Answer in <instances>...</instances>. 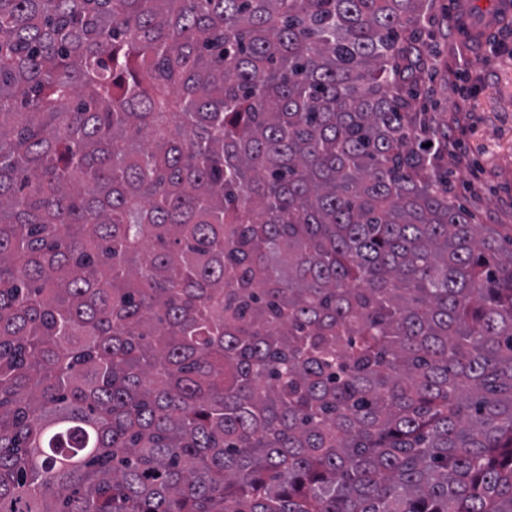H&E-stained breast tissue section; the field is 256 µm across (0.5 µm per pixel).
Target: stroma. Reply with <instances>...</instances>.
<instances>
[{
	"label": "stroma",
	"mask_w": 512,
	"mask_h": 512,
	"mask_svg": "<svg viewBox=\"0 0 512 512\" xmlns=\"http://www.w3.org/2000/svg\"><path fill=\"white\" fill-rule=\"evenodd\" d=\"M496 0H435L422 33L435 50L438 67L410 87L416 112L436 113L440 123L454 122L467 158L449 160L448 189L474 223L492 224L512 236V21L504 23L459 64L463 41L453 14L479 19ZM470 90L467 107L458 108L461 90Z\"/></svg>",
	"instance_id": "obj_1"
}]
</instances>
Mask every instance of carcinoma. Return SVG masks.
Returning <instances> with one entry per match:
<instances>
[{"label": "carcinoma", "instance_id": "cac0c4a2", "mask_svg": "<svg viewBox=\"0 0 512 512\" xmlns=\"http://www.w3.org/2000/svg\"><path fill=\"white\" fill-rule=\"evenodd\" d=\"M431 8L0 0V512H512Z\"/></svg>", "mask_w": 512, "mask_h": 512}]
</instances>
